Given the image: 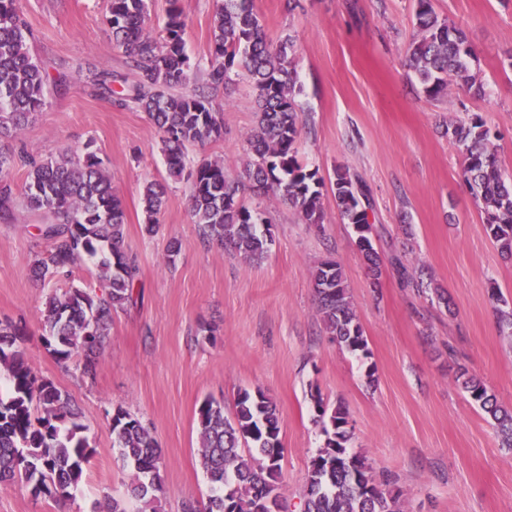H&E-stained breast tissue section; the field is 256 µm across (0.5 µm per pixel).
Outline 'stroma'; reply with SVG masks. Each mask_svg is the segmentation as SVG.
<instances>
[{"label": "stroma", "instance_id": "35a3bbf8", "mask_svg": "<svg viewBox=\"0 0 512 512\" xmlns=\"http://www.w3.org/2000/svg\"><path fill=\"white\" fill-rule=\"evenodd\" d=\"M221 0H180L187 53L205 62ZM272 42L293 37L306 115L298 149L325 182L324 218L306 224L288 201L245 190L273 243L248 263L201 238L190 183L171 184L155 234L145 230L142 191L167 177L161 131L116 98L134 71L112 43L109 0H22L31 50L47 78V103L8 145L41 160L94 152L126 214L124 250L136 258V304L114 314L95 380L79 359L58 361L43 341L45 302L57 282L30 273L46 244L39 213L16 203L0 219V321L22 327L28 363L80 406L96 450L81 485L60 503L20 483L0 485V512H94L103 496L127 500L131 478L112 446L111 415L127 409L148 426L162 454L160 512L205 506L209 484L198 461L197 410L204 399L232 416L238 389H261L276 403L285 455L281 492L299 512L307 469L325 440L315 398L343 405L350 448L390 474L404 512H512V449L461 388L468 370L512 408V336L498 308L512 309V256L501 253L463 175L447 125L482 116L495 133L498 167L512 177V0H434L436 13L463 25L485 93L458 87L429 98L410 66L417 35L413 0H252ZM111 72L112 94L96 84ZM224 136L190 148L192 162L220 159L245 177L255 93L245 71L212 90ZM345 167L367 185L373 243L383 259L372 280L352 225L343 223L331 184ZM177 256H170L171 246ZM342 266L370 350L363 358L326 332L312 284L325 258ZM418 270L427 293L404 286Z\"/></svg>", "mask_w": 512, "mask_h": 512}]
</instances>
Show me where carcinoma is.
I'll list each match as a JSON object with an SVG mask.
<instances>
[{
    "instance_id": "1",
    "label": "carcinoma",
    "mask_w": 512,
    "mask_h": 512,
    "mask_svg": "<svg viewBox=\"0 0 512 512\" xmlns=\"http://www.w3.org/2000/svg\"><path fill=\"white\" fill-rule=\"evenodd\" d=\"M150 0H110L106 19L112 40L130 57L136 80L120 101L132 103L163 133L167 174L191 183V212L200 234L251 262L267 252L271 238L258 228L255 212L240 203L242 184L224 170L221 160H204L187 168L188 148L222 138L223 114L201 86L189 88L199 66L186 52L187 22L179 0H169L164 35L147 27ZM418 34L408 48L410 61L427 95L434 97L454 83L475 97L483 83L477 53L462 27L442 19L432 0H416ZM32 35L22 18L21 0H0V141L17 136L29 115L46 104L43 68L30 51ZM241 69L249 75L259 112L248 138L247 178L274 198L290 202L308 224L323 220L318 171L300 162L297 135L302 106L298 96L294 41L267 38L253 12L252 0H222L212 20L206 75L217 88ZM464 158L463 174L484 211L487 232L502 252L512 254V178L497 164L490 129L479 116L467 125L445 130ZM27 167L24 199L43 215L36 225L47 252L32 264L40 281L69 277L82 259L97 260L104 292L72 287L48 297L44 343L59 361L82 360V374L94 378L98 354L109 335L112 313L137 301L139 267L123 249L125 211L112 178L95 154L32 160L0 150V217L15 205L8 170ZM334 198L343 223L364 226L366 244H357L372 279L381 275L374 248L367 187L348 169L334 171ZM146 230L154 231L166 204V186L148 182L142 192ZM318 313L336 343L351 353L369 355L367 337L351 302L340 263L324 260L315 267ZM0 371L10 383L0 395V485L21 483L34 498L67 499L82 481L94 453L79 408L54 383L28 364L19 331L0 325ZM469 398L492 421L507 448H512V411L499 405L486 385L460 372ZM326 435L312 457L301 512H400L401 492L389 475L374 471L366 456L353 453L352 432L343 427L348 415L340 404L328 409L316 402ZM113 447L122 467L132 474L128 495L144 512H159L163 495L161 449L139 418L121 408L112 415ZM199 463L210 485L206 512H287L279 477L284 447L277 405L261 390L237 395L232 417L224 405L204 400L198 408Z\"/></svg>"
}]
</instances>
